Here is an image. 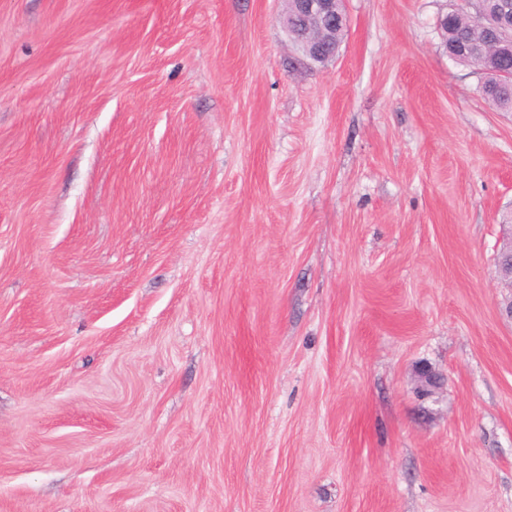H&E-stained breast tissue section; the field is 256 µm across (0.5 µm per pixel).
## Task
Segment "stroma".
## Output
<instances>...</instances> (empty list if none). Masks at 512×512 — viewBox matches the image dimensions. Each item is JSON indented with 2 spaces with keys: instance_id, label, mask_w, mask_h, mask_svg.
I'll return each mask as SVG.
<instances>
[{
  "instance_id": "35a3bbf8",
  "label": "stroma",
  "mask_w": 512,
  "mask_h": 512,
  "mask_svg": "<svg viewBox=\"0 0 512 512\" xmlns=\"http://www.w3.org/2000/svg\"><path fill=\"white\" fill-rule=\"evenodd\" d=\"M463 3L0 0V512H512ZM340 0H290L284 14L282 23L289 37L295 43L302 55L313 63H325L334 58L347 29V17L342 4L344 21H336L339 12ZM304 25L310 36L297 46L294 39L296 29ZM336 27V49L329 45L330 36Z\"/></svg>"
}]
</instances>
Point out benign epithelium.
I'll return each mask as SVG.
<instances>
[{
  "mask_svg": "<svg viewBox=\"0 0 512 512\" xmlns=\"http://www.w3.org/2000/svg\"><path fill=\"white\" fill-rule=\"evenodd\" d=\"M340 0H290V10L282 23L289 37L296 35L304 25L310 36L298 50L313 63H325L336 56L335 47L329 45L336 27ZM485 31L494 35L497 54L512 55V0H500L493 12L486 14ZM498 279L508 292L503 295L500 314L512 321V221L500 224L499 248L496 254ZM419 389L430 397L443 385L442 379L431 369L423 367L418 373Z\"/></svg>",
  "mask_w": 512,
  "mask_h": 512,
  "instance_id": "benign-epithelium-1",
  "label": "benign epithelium"
}]
</instances>
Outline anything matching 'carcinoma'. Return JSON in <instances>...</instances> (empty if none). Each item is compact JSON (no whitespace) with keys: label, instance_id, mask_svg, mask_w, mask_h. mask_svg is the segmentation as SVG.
<instances>
[{"label":"carcinoma","instance_id":"obj_1","mask_svg":"<svg viewBox=\"0 0 512 512\" xmlns=\"http://www.w3.org/2000/svg\"><path fill=\"white\" fill-rule=\"evenodd\" d=\"M483 18L479 10L465 13L463 18H458L457 12H448V19L442 21L440 34L445 49L453 51L455 46L466 43L472 44L480 41L484 44L479 55L455 56L454 61L466 67L488 68L485 80L480 85L482 94L503 111H512V80L503 76V73H512V57L506 60H498L494 45L484 37L482 30Z\"/></svg>","mask_w":512,"mask_h":512}]
</instances>
